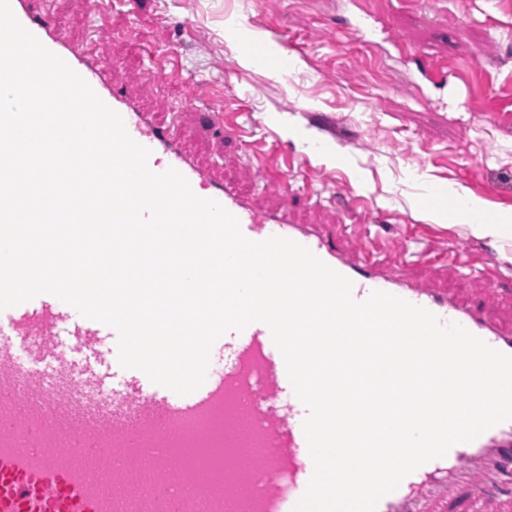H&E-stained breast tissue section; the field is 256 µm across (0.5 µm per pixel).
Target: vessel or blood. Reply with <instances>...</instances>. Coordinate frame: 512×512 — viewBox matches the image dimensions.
<instances>
[{"instance_id":"1","label":"vessel or blood","mask_w":512,"mask_h":512,"mask_svg":"<svg viewBox=\"0 0 512 512\" xmlns=\"http://www.w3.org/2000/svg\"><path fill=\"white\" fill-rule=\"evenodd\" d=\"M18 21L61 57L113 110L131 138L150 149L149 167L173 168L202 198L219 202L253 241L284 237L307 247L352 283L362 301L379 290L456 323L512 355V326L447 290L382 266L367 252L339 247L342 227L304 224L289 201L262 207L235 183L201 166L169 127L145 112L127 82L101 58L68 39L35 5L10 0ZM208 125L241 138L223 102ZM117 331L81 316L50 294L0 311V512H294L314 471L303 431L307 409L294 393L284 358L260 322L214 345L204 384L180 395L137 369L121 390L109 385L107 340ZM246 418L256 452H227L225 436ZM198 421L193 442L181 430ZM106 458L105 474L91 463ZM464 477L481 496L512 497V420L451 447L406 476L376 512H447L439 493Z\"/></svg>"}]
</instances>
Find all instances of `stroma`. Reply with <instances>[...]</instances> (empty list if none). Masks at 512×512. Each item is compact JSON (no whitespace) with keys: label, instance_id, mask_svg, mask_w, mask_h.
Returning a JSON list of instances; mask_svg holds the SVG:
<instances>
[{"label":"stroma","instance_id":"obj_1","mask_svg":"<svg viewBox=\"0 0 512 512\" xmlns=\"http://www.w3.org/2000/svg\"><path fill=\"white\" fill-rule=\"evenodd\" d=\"M39 6L128 79L201 164L259 203L273 201L261 165L294 157L300 221L343 225L345 248L404 262L512 323V293L482 271L492 259L512 277V233L474 234L431 192L447 185L512 216V0H109L112 31L94 38L85 0ZM340 22L351 32L337 33ZM251 50L271 62L248 64ZM171 53L190 83L242 104L243 143L185 107L188 83L151 69L150 55ZM428 61L447 62L441 79L426 77ZM351 193L369 208L341 209ZM453 253L466 267L449 263Z\"/></svg>","mask_w":512,"mask_h":512}]
</instances>
